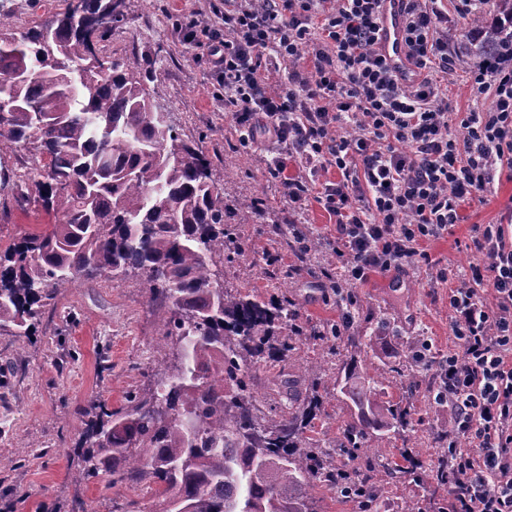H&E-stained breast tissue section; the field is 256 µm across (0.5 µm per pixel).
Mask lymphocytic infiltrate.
I'll return each instance as SVG.
<instances>
[{
    "instance_id": "1",
    "label": "lymphocytic infiltrate",
    "mask_w": 512,
    "mask_h": 512,
    "mask_svg": "<svg viewBox=\"0 0 512 512\" xmlns=\"http://www.w3.org/2000/svg\"><path fill=\"white\" fill-rule=\"evenodd\" d=\"M223 2L220 23L185 13L174 26L205 49L236 149L263 128L280 146L267 171L289 208L315 202L334 217L333 294L405 269L463 223L462 206L496 173L512 176V48L472 74L474 99L491 97L490 107L455 114L448 101V25L479 0H457L451 13L444 0H405L408 83L378 49L382 0ZM473 230L479 259L468 284L448 291L458 347L431 360L456 434L448 512H512V238L499 224Z\"/></svg>"
}]
</instances>
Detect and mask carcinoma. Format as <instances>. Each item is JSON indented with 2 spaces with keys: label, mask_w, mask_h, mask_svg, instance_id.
Listing matches in <instances>:
<instances>
[{
  "label": "carcinoma",
  "mask_w": 512,
  "mask_h": 512,
  "mask_svg": "<svg viewBox=\"0 0 512 512\" xmlns=\"http://www.w3.org/2000/svg\"><path fill=\"white\" fill-rule=\"evenodd\" d=\"M64 2L48 23L0 29V150L31 145L47 158L29 191L54 217L0 257V335L31 338L43 309L82 278L137 272L173 349L172 363L149 367L152 387L120 407L88 401L80 479L104 475L150 494L154 507L133 499L126 512H317V487L381 512L383 487L406 468L377 457L372 469L349 471L332 448L369 450L407 425L401 403L380 400L387 370L344 364L334 387L354 417L331 443L306 434L328 396L325 362L299 367L302 396L288 367L303 340L340 337L359 350L384 344L391 327L351 335L355 303L345 295L340 320L308 334L288 297L224 289L232 224L249 223L255 202L228 208L209 160L156 111L154 59L131 66L102 53L141 0ZM491 3L493 17L476 12L463 42L486 64L512 43V0ZM261 363L279 368L272 388L286 399L271 414L253 388Z\"/></svg>",
  "instance_id": "obj_1"
}]
</instances>
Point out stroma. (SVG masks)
Listing matches in <instances>:
<instances>
[{
	"label": "stroma",
	"mask_w": 512,
	"mask_h": 512,
	"mask_svg": "<svg viewBox=\"0 0 512 512\" xmlns=\"http://www.w3.org/2000/svg\"><path fill=\"white\" fill-rule=\"evenodd\" d=\"M63 5L64 0H0L10 25L20 27L51 20ZM181 9L207 16L211 2L144 0L100 47L130 62L157 58L152 95L165 103L168 121L180 138L207 156L225 202L260 201L252 223L238 227L242 249L224 264L225 288L263 297L284 295L305 327L333 324L336 299L328 295L324 277L336 269L327 241L329 216L316 204L303 213L289 209L266 169L267 159L278 149L269 135L257 132L251 151L231 148L235 119L224 110V90L200 50L185 43L173 27ZM464 213L466 222L451 235L426 244L427 258H415L400 273L372 274L351 291L361 307L356 331L370 333L386 317L400 334L365 356L371 367L396 356L405 363L403 375H391L383 400L400 399L402 379L412 383L404 399L408 423L380 448L395 461L401 451H411L417 477L385 486L386 512H398L406 498L418 502L422 512H436L450 493L436 480L441 457L433 438L452 429V418L447 407L431 401L439 377L433 369L412 363L411 356L425 341L436 355L454 348L448 286L437 281L436 267L443 264L457 275L469 274L476 262L473 225L512 221V180H497L484 202L472 203ZM48 221L37 203L22 204L11 191H0V252ZM296 225L317 241V250L296 252L291 233ZM160 333L143 279L131 274L112 282L82 280L63 289L55 305L44 310L32 341L0 336V512H42L52 504L71 512L78 501L86 512H112L113 504L126 502V491L110 487L106 479L86 483L78 478L81 462L75 443L81 410L96 395L113 409L127 391L148 388L145 372L163 353Z\"/></svg>",
	"instance_id": "stroma-1"
}]
</instances>
